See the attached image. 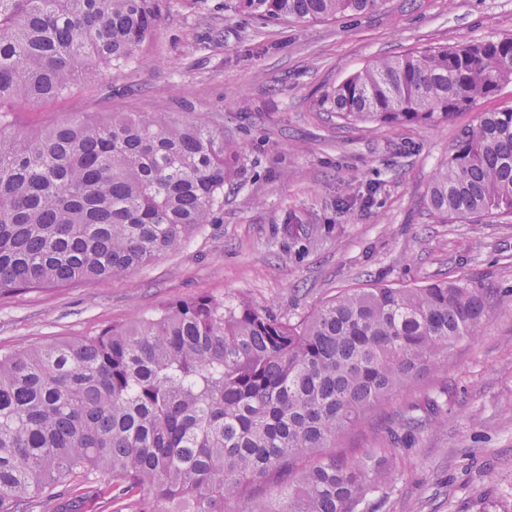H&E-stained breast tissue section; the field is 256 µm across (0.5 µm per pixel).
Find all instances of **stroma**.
Instances as JSON below:
<instances>
[{"instance_id": "obj_1", "label": "stroma", "mask_w": 512, "mask_h": 512, "mask_svg": "<svg viewBox=\"0 0 512 512\" xmlns=\"http://www.w3.org/2000/svg\"><path fill=\"white\" fill-rule=\"evenodd\" d=\"M137 65L87 78L67 100L20 108V126L68 112H170L243 147L215 223L181 249L100 283L0 300V351L74 340L202 295L295 319L344 288L468 278L501 294L479 336L415 390L374 406L342 444L394 445L395 481L370 512H512V223H438L427 192L462 128L512 107V83L435 126L346 122L328 94L382 58L512 37V0H381L320 21H268L231 0H157ZM438 393L424 434L408 406Z\"/></svg>"}]
</instances>
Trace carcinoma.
<instances>
[{
	"label": "carcinoma",
	"mask_w": 512,
	"mask_h": 512,
	"mask_svg": "<svg viewBox=\"0 0 512 512\" xmlns=\"http://www.w3.org/2000/svg\"><path fill=\"white\" fill-rule=\"evenodd\" d=\"M381 0H234L310 22ZM155 0H0V298L97 283L179 250L223 204L242 146L169 112H68L39 131L12 106L64 99L129 66ZM512 82V38L386 58L336 87L349 122L437 125ZM439 223L512 215V108L481 113L437 171ZM491 288L377 285L296 321L200 297L94 336L0 352V512H33L83 479L81 512L111 477L138 512H366L392 448L332 452L389 396L479 335Z\"/></svg>",
	"instance_id": "cac0c4a2"
}]
</instances>
